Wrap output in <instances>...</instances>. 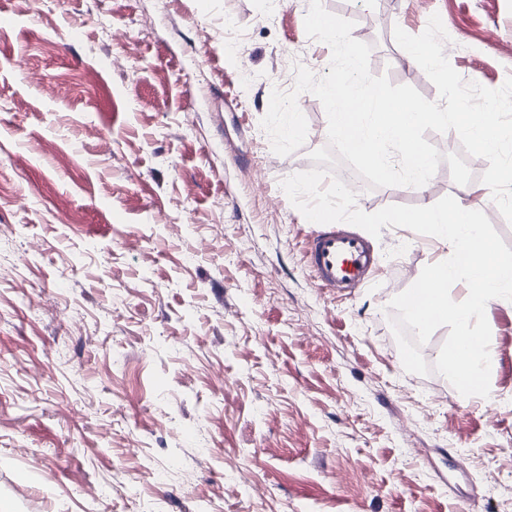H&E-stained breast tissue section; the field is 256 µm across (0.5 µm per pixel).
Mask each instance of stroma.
I'll return each mask as SVG.
<instances>
[{"label": "stroma", "mask_w": 512, "mask_h": 512, "mask_svg": "<svg viewBox=\"0 0 512 512\" xmlns=\"http://www.w3.org/2000/svg\"><path fill=\"white\" fill-rule=\"evenodd\" d=\"M370 70L438 100L395 28L439 14L464 81L512 75V0H322ZM310 0H0V504L8 512H512V301L489 398L406 372L386 308L442 251L385 227L346 294L281 187L328 143L261 126L332 51ZM461 198L440 162L423 191ZM500 483L489 490L487 469Z\"/></svg>", "instance_id": "1"}]
</instances>
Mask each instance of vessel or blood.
<instances>
[{
  "instance_id": "b4317fda",
  "label": "vessel or blood",
  "mask_w": 512,
  "mask_h": 512,
  "mask_svg": "<svg viewBox=\"0 0 512 512\" xmlns=\"http://www.w3.org/2000/svg\"><path fill=\"white\" fill-rule=\"evenodd\" d=\"M306 259L324 288H353L362 284L375 262L363 237L332 223L317 225Z\"/></svg>"
}]
</instances>
